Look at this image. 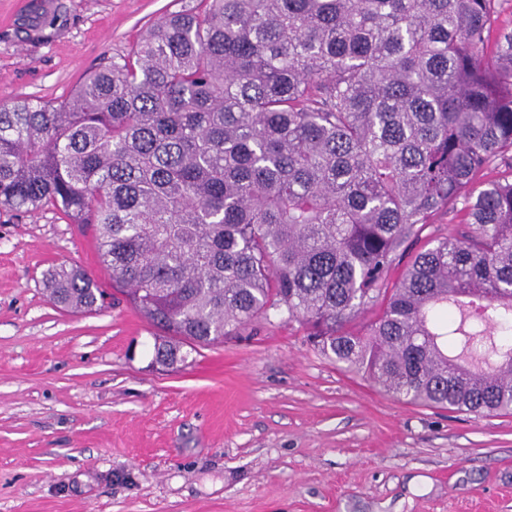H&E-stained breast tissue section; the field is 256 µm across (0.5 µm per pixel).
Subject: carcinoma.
I'll list each match as a JSON object with an SVG mask.
<instances>
[{"label": "carcinoma", "instance_id": "obj_1", "mask_svg": "<svg viewBox=\"0 0 512 512\" xmlns=\"http://www.w3.org/2000/svg\"><path fill=\"white\" fill-rule=\"evenodd\" d=\"M495 0H198L60 102L0 106V206L96 225L169 340L253 321L428 407L512 413V31ZM468 232L404 244L438 211ZM54 302L103 291L66 264ZM381 306L376 319L366 312ZM462 217L455 218L453 214H437L433 216L432 223L426 228L418 238L408 241L396 266L391 273V282L398 280L405 269L413 261L415 255L424 250L428 246L429 240L433 236H442L448 234V229L455 231H463V224H460Z\"/></svg>", "mask_w": 512, "mask_h": 512}]
</instances>
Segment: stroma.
Listing matches in <instances>:
<instances>
[{
	"mask_svg": "<svg viewBox=\"0 0 512 512\" xmlns=\"http://www.w3.org/2000/svg\"><path fill=\"white\" fill-rule=\"evenodd\" d=\"M197 0H0V103L58 101ZM408 241L399 279L429 240ZM67 263L96 310L53 304ZM158 330L99 263L96 231L53 207L0 208V512H512V416L406 403L255 321L155 365ZM44 286L54 302L72 312L92 311L103 297L97 282L72 265L53 266L45 274Z\"/></svg>",
	"mask_w": 512,
	"mask_h": 512,
	"instance_id": "35a3bbf8",
	"label": "stroma"
}]
</instances>
